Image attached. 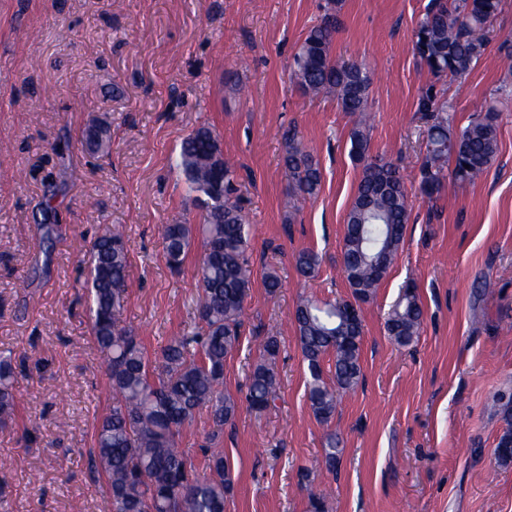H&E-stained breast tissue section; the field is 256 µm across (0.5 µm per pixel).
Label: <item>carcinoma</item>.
<instances>
[{
	"instance_id": "cac0c4a2",
	"label": "carcinoma",
	"mask_w": 512,
	"mask_h": 512,
	"mask_svg": "<svg viewBox=\"0 0 512 512\" xmlns=\"http://www.w3.org/2000/svg\"><path fill=\"white\" fill-rule=\"evenodd\" d=\"M501 0H429L414 36L418 60L438 77L466 75L482 56L487 24ZM341 0H329L320 23L313 27L293 56L292 73L311 96L337 98L342 111L358 117L350 134L351 154L363 163L362 177L346 217L342 272L354 300L365 303L376 292L377 271L389 269L403 241L409 218L405 184L399 171L369 153L367 125L371 77L358 64H337L331 58L339 28ZM421 111L431 113L426 153L420 165L421 188L429 196L446 177L461 185L481 178L498 152L496 108L487 107L455 130L448 104L426 96ZM86 146L99 151L110 139L109 129L92 125L83 135ZM284 163L302 199L313 197L321 175L313 156L299 147L295 136L283 134ZM180 166L192 191L201 194L204 223L165 224V261L181 270L194 233L203 239L199 268V325L192 335L172 336L151 359L142 340L125 325L126 276L129 263L123 227H108L89 252L91 333L108 365L107 389L112 409L99 424L92 448V466L109 491L112 512H225L233 492L226 475L224 453L214 447L224 424L236 415L237 402L224 395V362L239 345L244 302L253 270L250 265L246 218L237 203V174L218 135L200 126L183 139ZM306 278L315 275L317 256L295 255ZM341 299L318 305L308 299L295 310V333L310 380L308 400L314 416L329 424L336 411V391H351L362 376L363 324L339 311ZM423 310L416 289L406 287L388 313L386 330L400 346L420 335ZM279 350L275 336L266 338L250 376L247 401L262 412L275 401L279 379L271 360ZM333 356V375L324 379L321 363ZM15 366L12 353L0 352V421L15 417ZM206 413L212 422L209 446L196 462L178 446L184 427ZM341 449L336 433L327 434L323 458L336 469ZM498 458L512 460V428L500 438Z\"/></svg>"
}]
</instances>
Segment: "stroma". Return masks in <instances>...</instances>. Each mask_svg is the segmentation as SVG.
Wrapping results in <instances>:
<instances>
[{
	"label": "stroma",
	"instance_id": "35a3bbf8",
	"mask_svg": "<svg viewBox=\"0 0 512 512\" xmlns=\"http://www.w3.org/2000/svg\"><path fill=\"white\" fill-rule=\"evenodd\" d=\"M428 2L342 0L332 58L371 74L370 154L399 166L410 218L362 306L363 377L338 393L326 426L309 406L294 315L300 298L350 294L341 246L362 166L350 155L355 115L303 94L290 63L327 0H0V351L15 357L17 401L0 424V512H112L90 457L112 398L90 333L88 251L103 225H124V319L150 353L194 331L202 242L172 271L161 227L202 221L178 165L182 140L202 125L236 167L254 264L244 331L224 363V391L238 402L219 442L234 482L226 512H307L311 486L329 512H512V463L495 452L512 402V0L458 79L414 54ZM429 94L447 101L457 128L497 98L499 141L481 180H446L431 197L419 171ZM94 121L110 128L106 152L82 143ZM287 130L321 172L298 209ZM45 222L56 228L49 248ZM302 250L319 258L315 277L295 268ZM268 271L281 280L273 294ZM409 283L423 322L400 347L385 321ZM268 336L279 341L278 398L258 413L245 394ZM330 430L343 448L332 472L318 465Z\"/></svg>",
	"mask_w": 512,
	"mask_h": 512
}]
</instances>
